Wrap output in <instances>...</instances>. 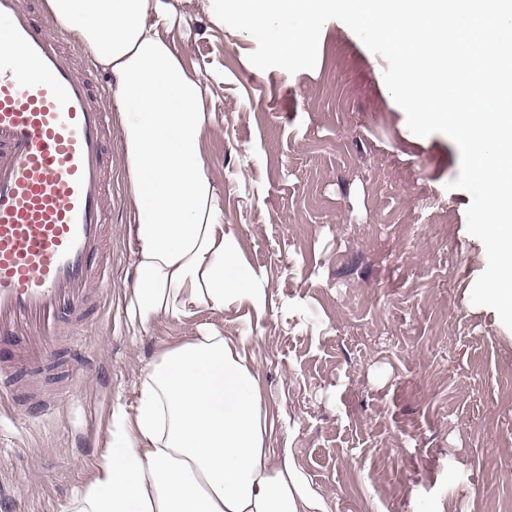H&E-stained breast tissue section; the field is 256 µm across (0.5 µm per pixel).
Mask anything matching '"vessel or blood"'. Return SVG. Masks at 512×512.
Listing matches in <instances>:
<instances>
[{
    "instance_id": "obj_1",
    "label": "vessel or blood",
    "mask_w": 512,
    "mask_h": 512,
    "mask_svg": "<svg viewBox=\"0 0 512 512\" xmlns=\"http://www.w3.org/2000/svg\"><path fill=\"white\" fill-rule=\"evenodd\" d=\"M45 29L27 0H0L1 404L17 367L79 361L112 284V114L63 30Z\"/></svg>"
}]
</instances>
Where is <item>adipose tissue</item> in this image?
Wrapping results in <instances>:
<instances>
[{"label": "adipose tissue", "instance_id": "ef3b65f1", "mask_svg": "<svg viewBox=\"0 0 512 512\" xmlns=\"http://www.w3.org/2000/svg\"><path fill=\"white\" fill-rule=\"evenodd\" d=\"M112 78L131 200L135 278L131 334L156 321L191 322L117 407L94 480L66 512H328L290 447L269 445L253 327L225 335L205 311L267 307L264 274L224 230V198L204 153L214 133L198 79L168 34L163 0H49Z\"/></svg>", "mask_w": 512, "mask_h": 512}]
</instances>
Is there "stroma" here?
<instances>
[{"label": "stroma", "mask_w": 512, "mask_h": 512, "mask_svg": "<svg viewBox=\"0 0 512 512\" xmlns=\"http://www.w3.org/2000/svg\"><path fill=\"white\" fill-rule=\"evenodd\" d=\"M169 34L202 81L217 130L204 160L224 192V228L270 283L255 351L276 421L329 512L512 508V330L472 287L487 265L449 189L459 151L411 133L387 62L327 21L313 69L266 71L256 42L212 0H168ZM112 288L83 332L84 358L49 418L0 410V512H64L93 477L117 405L191 326L131 335L135 269L120 134L112 136Z\"/></svg>", "instance_id": "35a3bbf8"}]
</instances>
